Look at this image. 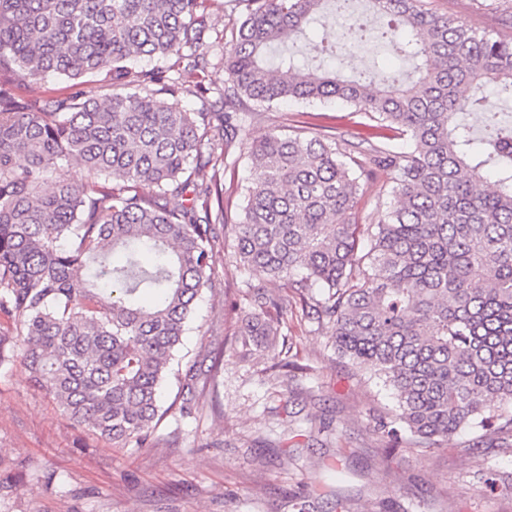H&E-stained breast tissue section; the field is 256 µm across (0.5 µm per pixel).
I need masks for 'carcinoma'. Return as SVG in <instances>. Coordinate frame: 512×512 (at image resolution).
<instances>
[{
	"instance_id": "cac0c4a2",
	"label": "carcinoma",
	"mask_w": 512,
	"mask_h": 512,
	"mask_svg": "<svg viewBox=\"0 0 512 512\" xmlns=\"http://www.w3.org/2000/svg\"><path fill=\"white\" fill-rule=\"evenodd\" d=\"M355 3L246 0L224 37V87L192 112L178 95L189 78L206 92L210 0H0V70L101 78L80 98L0 86V365L21 358L69 419L142 447L213 287L214 225L231 223L236 264L258 276L244 351L273 344L298 304L339 357L394 391L397 413L376 426L386 448L512 433V122L486 112L477 136L467 119L491 84L512 101V38L423 0H371L393 18L373 28ZM326 13L352 19L347 47L371 32L413 72L325 67L335 48L296 41ZM146 57L177 77L137 68ZM292 99L370 113L369 148L278 132L250 142L253 178L231 218L211 146L235 145L249 104ZM396 134L407 150L372 142ZM71 163L84 182L67 178ZM381 174L393 204L365 231L356 199Z\"/></svg>"
}]
</instances>
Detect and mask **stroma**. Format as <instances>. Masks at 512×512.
Wrapping results in <instances>:
<instances>
[{"mask_svg": "<svg viewBox=\"0 0 512 512\" xmlns=\"http://www.w3.org/2000/svg\"><path fill=\"white\" fill-rule=\"evenodd\" d=\"M427 9L460 17L478 30L512 36V0H424ZM17 96L39 100L83 92L49 75L18 82ZM369 114L335 101L257 108L224 162V196L242 201L252 181L248 141L305 123L334 139L364 131ZM389 179L364 186L356 223H375L389 206ZM251 276L234 262L226 238L215 271L183 337L180 371L194 370L191 415L164 383L166 413L141 448L103 441L62 414L33 386L21 359L0 365V512H512V436L474 447L466 432L442 448L385 453L375 431L394 410L392 390L339 358L314 324L281 329L289 354L235 341L250 307ZM297 364L295 375L280 361ZM54 481H47V474ZM494 491L482 490L483 481Z\"/></svg>", "mask_w": 512, "mask_h": 512, "instance_id": "1", "label": "stroma"}]
</instances>
